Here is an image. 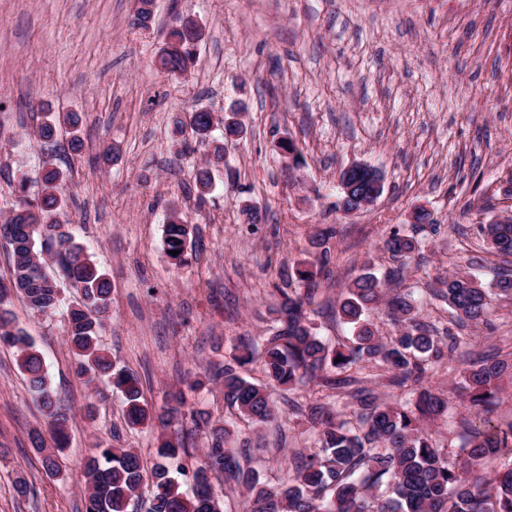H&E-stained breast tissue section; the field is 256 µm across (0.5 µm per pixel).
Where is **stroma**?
<instances>
[{"instance_id": "obj_1", "label": "stroma", "mask_w": 512, "mask_h": 512, "mask_svg": "<svg viewBox=\"0 0 512 512\" xmlns=\"http://www.w3.org/2000/svg\"><path fill=\"white\" fill-rule=\"evenodd\" d=\"M135 0H0V216L21 179L37 184L44 158L65 175V214L76 242L112 283L111 318L100 333L118 366L135 373L162 406L168 390L234 346L267 335L280 290L300 289L295 271L331 252L309 316L330 345L346 342L336 315L345 285L363 269L384 275L397 262L383 249L393 229L420 249L404 271L421 316L459 336L431 382L460 381L476 355L512 352V300L496 299L484 325L458 327L430 289L466 272L484 243L478 225L512 214V0H156L150 28L134 26ZM203 29L185 75L154 60L176 15ZM79 112L82 152L60 128L46 143L29 102ZM241 109L246 133L226 143L224 165L205 203L191 172L205 153L192 135H172L176 115ZM290 138L302 161L289 165ZM118 150L111 165L98 160ZM364 162L384 190L366 211L344 213L337 179ZM178 208L191 226L184 263L163 249L166 217ZM260 212L250 227L243 208ZM428 209L430 224L412 215ZM334 235L316 243L319 229ZM66 302L37 315L11 305L35 339L55 395L69 415L64 478L46 473L30 442L46 430L12 349L0 346V512H83V467L96 445L134 449L145 465L159 431L130 428L120 392L90 387L72 372ZM188 410L236 425V445L254 446L263 481L287 473L291 455L315 445L302 418L245 425L220 389L186 392ZM95 403V420L84 407ZM31 488L13 490L16 478Z\"/></svg>"}]
</instances>
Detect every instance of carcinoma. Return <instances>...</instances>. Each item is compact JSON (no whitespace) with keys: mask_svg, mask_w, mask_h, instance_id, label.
Masks as SVG:
<instances>
[{"mask_svg":"<svg viewBox=\"0 0 512 512\" xmlns=\"http://www.w3.org/2000/svg\"><path fill=\"white\" fill-rule=\"evenodd\" d=\"M154 8L155 0H138L133 24L143 26L154 16ZM201 37L197 20L178 17L157 56L159 68L172 76L186 73L196 61ZM59 121L75 128L80 118L76 112L66 113L61 120L47 116L36 134L51 139ZM214 123V113L207 109L191 112L190 128L208 148L195 174L199 202L212 190L213 170L224 164V143L211 137ZM63 180L61 171L45 168L40 190L32 198L28 183L20 181L17 204L0 224V237L11 256L10 277L0 279V344L14 349L18 369L41 405L56 449L63 448L69 418L55 404L41 353L10 306L13 297L19 296L33 312L50 314L60 302L63 286L73 288L78 299L68 312L66 342L75 357L76 376L88 384L105 380L119 390L126 400L128 426L153 422L161 429L156 462L149 470L131 448L96 446L97 452L84 466V512H127L147 483L152 487L147 512H224V502L213 489V479L220 475L243 490L245 512H512V465L490 474L484 470L487 462L512 454V423L504 429L490 418L502 381L512 380V357H479L463 372L460 387L466 391L463 404L472 417L470 438L463 460L450 461L424 429L428 421L447 419L449 404V390L430 383L427 373L431 365L455 352L458 337L439 336L438 328L420 317L409 295L394 291L391 284L401 275L398 269L384 278L366 271L347 283L339 314L350 325L352 337L337 347L317 336L304 310L315 293L317 273L306 265L297 269L305 293H282L273 310L272 334L260 343L235 347L229 360L205 371V379L188 383L191 389L206 381L222 389L224 403L237 416L264 424L279 415L277 390L290 392L314 379L339 390L355 382L350 371L363 363L387 373L388 385L400 390L402 397L387 401L373 389L357 388L352 398L358 411L350 417L340 418L324 396L303 406L292 405L295 414L315 430L317 446L294 461V474L288 480L277 485L263 482L245 452L228 447L230 429L185 411L181 392L169 393L158 409L150 406L139 378L117 367L99 343L109 317L112 287L106 273L74 243L64 220L65 199L59 190ZM348 180L356 187L350 195H341L346 213L361 208L359 199L373 200L383 193L363 174L354 173ZM479 232L488 254L505 262L512 258V218L481 224ZM189 236V224L171 210L163 245L167 252L179 251L172 260L183 262ZM384 248L406 260L418 244L396 229L385 239ZM432 295L448 306L458 322L481 324L487 319L492 296L512 297V269L497 273L488 283L473 272L451 273L437 280ZM381 305L400 326L398 334L388 339L367 318ZM256 359L261 362L264 383L241 374ZM187 419L207 433L203 460L197 466L188 462L189 430L182 428ZM32 441L44 452V470L64 476L57 454L44 448L40 431L32 433ZM173 470L191 476V495L180 491L181 483L170 475Z\"/></svg>","mask_w":512,"mask_h":512,"instance_id":"1","label":"carcinoma"}]
</instances>
